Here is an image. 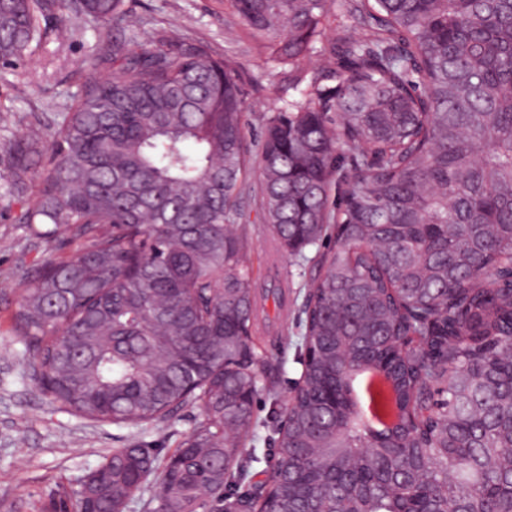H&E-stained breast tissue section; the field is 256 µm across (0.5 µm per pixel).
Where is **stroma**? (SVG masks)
I'll return each mask as SVG.
<instances>
[{
  "mask_svg": "<svg viewBox=\"0 0 512 512\" xmlns=\"http://www.w3.org/2000/svg\"><path fill=\"white\" fill-rule=\"evenodd\" d=\"M133 21V45L153 40L175 27L188 39L230 59L260 84L245 89V136L252 154H260L264 119L281 108L285 94L277 69L260 58L242 37V25L224 0H127ZM100 44L98 28L76 21L66 39L47 35L25 62L0 66V142L22 137L38 120L45 138L80 95L84 62ZM14 158L0 149V512H39L59 487L78 488L84 477L112 449L128 443L171 454L201 419L197 407L186 406L168 421L151 427L118 428L82 420L50 402L25 376L27 352L14 331L13 313L29 275L51 260L74 258L75 241L63 248L37 239L20 217L27 200L10 194ZM258 179H250L242 198L255 277L262 293L259 343L276 369L275 392L259 391L254 399L258 426L244 442L246 454L272 447L274 401L287 399L302 372L298 362L300 317L306 284L318 270L317 248L297 255L270 256L272 229L259 218Z\"/></svg>",
  "mask_w": 512,
  "mask_h": 512,
  "instance_id": "obj_1",
  "label": "stroma"
}]
</instances>
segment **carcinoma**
I'll return each instance as SVG.
<instances>
[{"mask_svg":"<svg viewBox=\"0 0 512 512\" xmlns=\"http://www.w3.org/2000/svg\"><path fill=\"white\" fill-rule=\"evenodd\" d=\"M124 2L0 0L3 65L50 18L104 36L51 167L36 126L8 145L13 195L37 183L22 222L85 243L35 271L14 320L72 413L202 420L165 458L112 449L44 512H123L152 476L145 512H512V0H230L299 94L266 118L260 219L280 253L327 244L278 476L250 497L242 445L276 378L239 224L245 78L173 31L130 50ZM336 8L365 34L324 39Z\"/></svg>","mask_w":512,"mask_h":512,"instance_id":"1","label":"carcinoma"}]
</instances>
